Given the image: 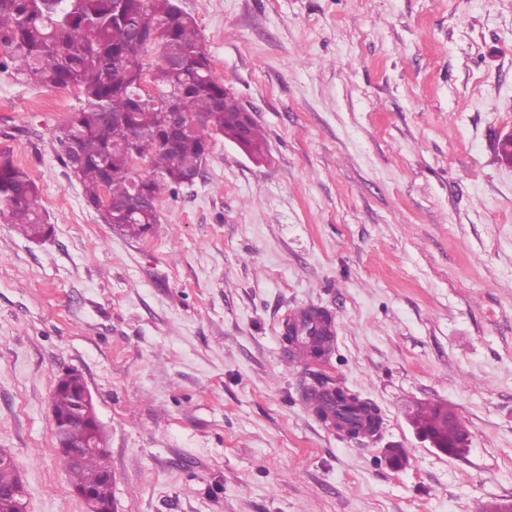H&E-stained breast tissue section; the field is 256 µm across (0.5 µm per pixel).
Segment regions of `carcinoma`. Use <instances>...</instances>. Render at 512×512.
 <instances>
[{"label":"carcinoma","mask_w":512,"mask_h":512,"mask_svg":"<svg viewBox=\"0 0 512 512\" xmlns=\"http://www.w3.org/2000/svg\"><path fill=\"white\" fill-rule=\"evenodd\" d=\"M160 50L152 82L155 95L144 97L145 57ZM0 70L42 89L74 86L83 104L57 135L64 165L79 179L87 206L115 223L126 236L139 238L160 223L157 201L164 193L178 195L182 178L201 171L217 137L234 143L252 157L264 155L267 141L224 81L212 72L211 59L192 16L175 0H0ZM179 96L181 111L194 120L189 129H159L160 103ZM144 142L141 160L150 173L130 164L115 148ZM145 181L138 212L122 214L132 183ZM34 179L0 149V220L30 240L51 232L38 204ZM327 413L351 437L368 424L380 425L371 402L328 381ZM75 399L67 387H56L53 414L62 420L73 413ZM102 450L68 467L73 487L90 475L111 473Z\"/></svg>","instance_id":"carcinoma-1"}]
</instances>
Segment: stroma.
I'll use <instances>...</instances> for the list:
<instances>
[{"mask_svg": "<svg viewBox=\"0 0 512 512\" xmlns=\"http://www.w3.org/2000/svg\"><path fill=\"white\" fill-rule=\"evenodd\" d=\"M178 4L268 147L217 138L154 234L106 224L59 159L79 90L0 71V147L54 227L37 242L0 222V448L26 512H86L52 424L70 370L113 512L512 504V0ZM302 306L336 326L305 365L283 336ZM320 376L378 407L377 438L306 409ZM431 403L467 427L464 455L420 437Z\"/></svg>", "mask_w": 512, "mask_h": 512, "instance_id": "1", "label": "stroma"}]
</instances>
